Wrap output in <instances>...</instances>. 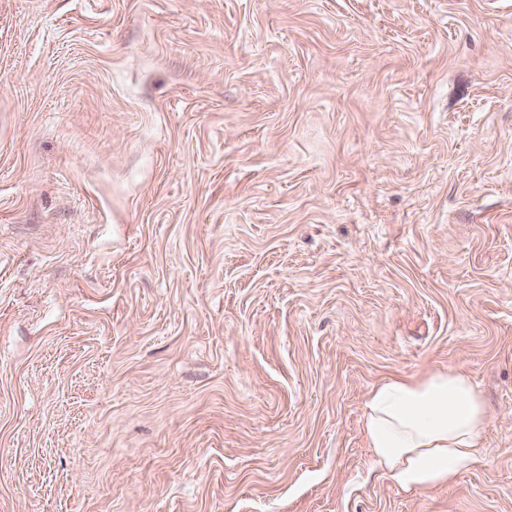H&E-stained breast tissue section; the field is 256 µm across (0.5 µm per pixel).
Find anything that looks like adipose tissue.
I'll return each mask as SVG.
<instances>
[{
    "mask_svg": "<svg viewBox=\"0 0 512 512\" xmlns=\"http://www.w3.org/2000/svg\"><path fill=\"white\" fill-rule=\"evenodd\" d=\"M490 422L469 376L448 369L382 380L365 400L364 428L377 468L406 491L452 482L475 459Z\"/></svg>",
    "mask_w": 512,
    "mask_h": 512,
    "instance_id": "adipose-tissue-1",
    "label": "adipose tissue"
}]
</instances>
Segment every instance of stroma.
Segmentation results:
<instances>
[{
    "label": "stroma",
    "instance_id": "35a3bbf8",
    "mask_svg": "<svg viewBox=\"0 0 512 512\" xmlns=\"http://www.w3.org/2000/svg\"><path fill=\"white\" fill-rule=\"evenodd\" d=\"M0 512H512V0H0ZM374 465L405 491L452 482L474 460L490 422L469 376L448 369L382 380L365 400Z\"/></svg>",
    "mask_w": 512,
    "mask_h": 512
}]
</instances>
